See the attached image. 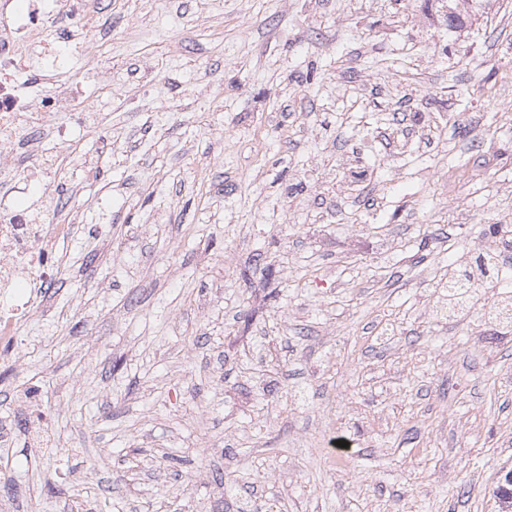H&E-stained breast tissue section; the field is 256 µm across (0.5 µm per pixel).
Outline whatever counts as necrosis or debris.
<instances>
[{
	"label": "necrosis or debris",
	"instance_id": "necrosis-or-debris-1",
	"mask_svg": "<svg viewBox=\"0 0 512 512\" xmlns=\"http://www.w3.org/2000/svg\"><path fill=\"white\" fill-rule=\"evenodd\" d=\"M96 0H61L58 14L68 20L69 39L55 42L48 34L49 17L39 0L18 8L0 0V340L17 343L21 323L36 312L34 292L62 274L61 250L78 223L83 205L70 198L65 218L47 222L20 200L23 187H53L59 168L42 153V142H73L76 131H101L104 121L87 98L78 78L57 80L56 73L86 51ZM38 61V79L29 64ZM68 110L71 122L54 121L57 110Z\"/></svg>",
	"mask_w": 512,
	"mask_h": 512
}]
</instances>
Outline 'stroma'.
I'll use <instances>...</instances> for the list:
<instances>
[{
	"mask_svg": "<svg viewBox=\"0 0 512 512\" xmlns=\"http://www.w3.org/2000/svg\"><path fill=\"white\" fill-rule=\"evenodd\" d=\"M101 10L112 147L81 133L100 195L0 360V512H497L512 335L435 284L500 245L512 0L456 30L427 0Z\"/></svg>",
	"mask_w": 512,
	"mask_h": 512,
	"instance_id": "1",
	"label": "stroma"
}]
</instances>
